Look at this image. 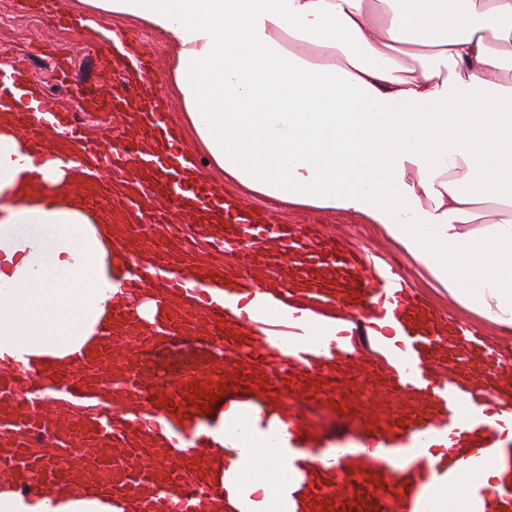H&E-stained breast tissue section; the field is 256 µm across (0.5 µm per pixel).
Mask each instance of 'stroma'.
<instances>
[{
	"label": "stroma",
	"instance_id": "stroma-1",
	"mask_svg": "<svg viewBox=\"0 0 512 512\" xmlns=\"http://www.w3.org/2000/svg\"><path fill=\"white\" fill-rule=\"evenodd\" d=\"M109 23L125 31L138 47L152 53L164 107L172 122H179L180 103L169 86V45L138 21L113 17ZM1 47L30 60V77L39 85L45 101L59 110L79 113L89 137L101 139L112 133L117 125L115 117L111 112L95 109L86 95L88 88L104 79L103 54L99 47L77 39L73 27L56 23L54 16L36 7L16 15L12 26L0 33ZM214 179L223 184L225 197L261 209L276 223L315 225L324 238L345 240L350 247L367 250L374 259L393 263L415 294L434 304L442 314L469 317V310L451 297L427 268L399 249L380 225L367 224L360 218L336 211L282 207L252 195L242 186L226 182L222 174H215Z\"/></svg>",
	"mask_w": 512,
	"mask_h": 512
}]
</instances>
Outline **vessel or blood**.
I'll return each mask as SVG.
<instances>
[{"mask_svg": "<svg viewBox=\"0 0 512 512\" xmlns=\"http://www.w3.org/2000/svg\"><path fill=\"white\" fill-rule=\"evenodd\" d=\"M120 39L108 27L96 40L115 84L90 102L136 115L140 129L109 143L43 99L22 101L23 60L0 76V115L43 147L34 165L62 147L85 169L120 282L80 355L0 354V490L114 512H224L231 484L243 490L237 512L305 494L313 512H512V344L445 318L313 226L274 223L194 178L160 97L147 95L150 54H119ZM228 251L241 267H225ZM198 384L226 387L206 415L190 402ZM330 402L346 408L347 434L312 429L307 410ZM224 435L270 454L266 480H253V460H225ZM325 459L333 484L310 487Z\"/></svg>", "mask_w": 512, "mask_h": 512, "instance_id": "1", "label": "vessel or blood"}]
</instances>
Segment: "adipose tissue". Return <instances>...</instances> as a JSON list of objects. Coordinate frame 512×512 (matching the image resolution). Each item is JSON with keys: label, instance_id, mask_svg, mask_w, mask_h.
I'll list each match as a JSON object with an SVG mask.
<instances>
[{"label": "adipose tissue", "instance_id": "ef3b65f1", "mask_svg": "<svg viewBox=\"0 0 512 512\" xmlns=\"http://www.w3.org/2000/svg\"><path fill=\"white\" fill-rule=\"evenodd\" d=\"M84 23L169 42L210 164L293 208L380 225L464 307L512 334V0H85ZM0 120V349L79 352L112 308L110 228Z\"/></svg>", "mask_w": 512, "mask_h": 512}]
</instances>
